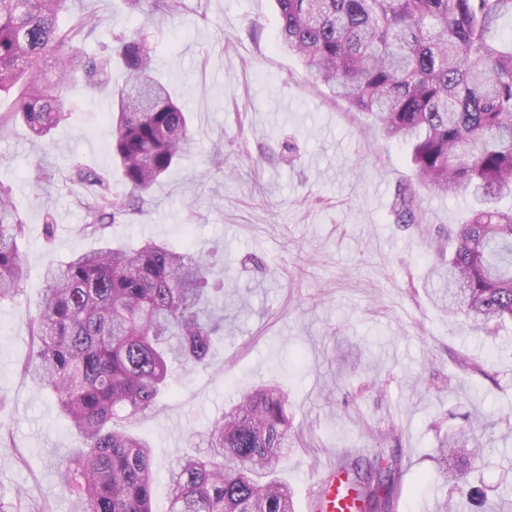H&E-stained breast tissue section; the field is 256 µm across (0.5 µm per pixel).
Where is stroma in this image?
Returning a JSON list of instances; mask_svg holds the SVG:
<instances>
[{
    "label": "stroma",
    "mask_w": 512,
    "mask_h": 512,
    "mask_svg": "<svg viewBox=\"0 0 512 512\" xmlns=\"http://www.w3.org/2000/svg\"><path fill=\"white\" fill-rule=\"evenodd\" d=\"M81 15L99 21L92 53L141 31L154 76L192 116L193 141L142 208L89 235L76 169L112 195L129 192L112 161L106 92L75 90V110L50 141L33 140L19 120L0 128V193L30 228L25 291L0 303V494L25 490L18 512L45 501L71 512L57 461L76 437L54 397L21 373L47 263L149 238L230 271L224 335L206 366L173 372L171 394L128 425L151 447L158 512L170 464L194 452L232 399L269 383L288 394L297 440L279 470L296 512H311L329 463L350 451L374 457L377 434L388 431L405 466L396 512H433L445 485L433 456L448 432L485 428L492 449L473 483L512 488V439L502 437L512 418V328L471 330L430 297L439 260L427 233L458 223L465 196L422 193V227L396 224L394 188L412 177L407 147L276 49L274 0H181L173 17L147 2L133 12L125 0H69L62 20ZM461 354L489 377L460 374Z\"/></svg>",
    "instance_id": "stroma-1"
}]
</instances>
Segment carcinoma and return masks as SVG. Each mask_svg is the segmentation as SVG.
I'll use <instances>...</instances> for the list:
<instances>
[{
  "instance_id": "obj_1",
  "label": "carcinoma",
  "mask_w": 512,
  "mask_h": 512,
  "mask_svg": "<svg viewBox=\"0 0 512 512\" xmlns=\"http://www.w3.org/2000/svg\"><path fill=\"white\" fill-rule=\"evenodd\" d=\"M68 0H0V93L19 82L14 109L42 138L71 115L69 88L83 79L108 86L112 64L128 72L112 91V156L129 195L87 185L83 230L102 233L190 149L188 112L152 75V49L137 30L105 57L84 51L98 23L59 15ZM276 48L295 54L333 96L364 114L389 139L405 143L416 180L399 183L392 212L403 227L422 224L419 190L467 194L466 220L448 230V263L431 292L489 334L512 322V0H276ZM53 60L55 80L44 63ZM27 225L0 194V302L25 288L19 241ZM224 291V267L147 241L94 249L50 264L44 306L29 319L32 352L24 377L52 393L77 445L57 469L72 512H153L152 451L119 422L153 409L171 391V368L202 364L224 315L211 292ZM288 395L276 385L241 394L200 435L204 451L169 468L167 512H295L277 468L288 457ZM472 433L448 434L434 457L450 484L436 512L483 503L467 471L484 458ZM353 476L362 512H392L402 475L395 453L341 462Z\"/></svg>"
}]
</instances>
